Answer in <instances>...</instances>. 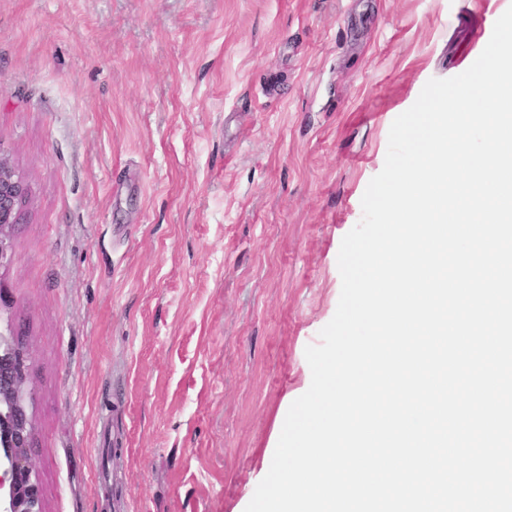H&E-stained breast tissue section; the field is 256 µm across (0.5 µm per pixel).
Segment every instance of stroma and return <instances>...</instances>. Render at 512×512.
Instances as JSON below:
<instances>
[{
    "instance_id": "1",
    "label": "stroma",
    "mask_w": 512,
    "mask_h": 512,
    "mask_svg": "<svg viewBox=\"0 0 512 512\" xmlns=\"http://www.w3.org/2000/svg\"><path fill=\"white\" fill-rule=\"evenodd\" d=\"M512 0H0V267L45 512H245L394 119ZM29 190L25 179L0 157V267L12 253V231L23 224Z\"/></svg>"
}]
</instances>
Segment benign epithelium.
Returning a JSON list of instances; mask_svg holds the SVG:
<instances>
[{"instance_id": "7a95c632", "label": "benign epithelium", "mask_w": 512, "mask_h": 512, "mask_svg": "<svg viewBox=\"0 0 512 512\" xmlns=\"http://www.w3.org/2000/svg\"><path fill=\"white\" fill-rule=\"evenodd\" d=\"M25 179L0 157V267L12 253V231L24 222ZM32 361L13 328L0 329V512H44L28 449L34 439L26 400Z\"/></svg>"}]
</instances>
